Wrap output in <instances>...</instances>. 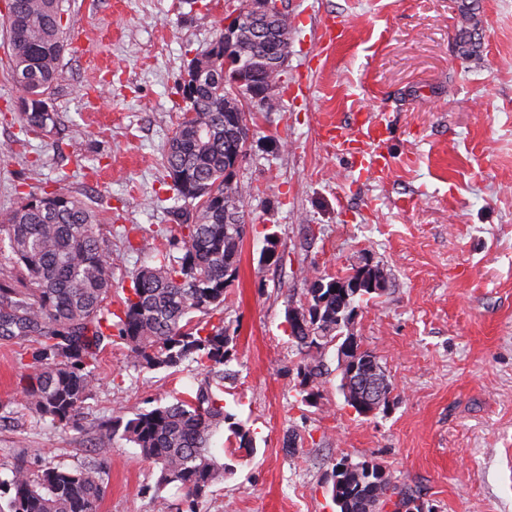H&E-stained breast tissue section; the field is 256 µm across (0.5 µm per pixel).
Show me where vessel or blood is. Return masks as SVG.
<instances>
[{"instance_id": "vessel-or-blood-1", "label": "vessel or blood", "mask_w": 512, "mask_h": 512, "mask_svg": "<svg viewBox=\"0 0 512 512\" xmlns=\"http://www.w3.org/2000/svg\"><path fill=\"white\" fill-rule=\"evenodd\" d=\"M388 133L385 120L368 112L353 115L351 126L327 124L321 126L320 134L337 154L353 160L359 172L370 171L382 174L390 168V158L383 149Z\"/></svg>"}]
</instances>
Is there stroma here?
I'll use <instances>...</instances> for the list:
<instances>
[{
	"label": "stroma",
	"mask_w": 512,
	"mask_h": 512,
	"mask_svg": "<svg viewBox=\"0 0 512 512\" xmlns=\"http://www.w3.org/2000/svg\"><path fill=\"white\" fill-rule=\"evenodd\" d=\"M76 24L49 99L62 148L22 137L23 93L0 32V213L16 190L68 193L94 209L119 300L141 265L180 228L161 148L186 103L187 66L215 41L228 0H68ZM292 25L285 87L254 109L237 169L254 192L237 280L224 299L233 336L223 404L249 429L253 454L212 446L230 471L196 512H337L340 458L386 467L403 494L432 512H512V0H283ZM471 13V41L460 35ZM346 28L320 50L321 27ZM372 112L389 124L385 177L359 176L323 142L322 114L351 124ZM372 262L388 282L351 324L397 394L390 409L357 415L327 346L297 403L301 356L288 335L312 270L338 277ZM0 340V461L91 466L93 427L117 428L99 512H165L181 493L152 488L157 470L121 434L140 410L197 388L191 367L133 366L124 343L103 346L99 383L80 428L40 419L26 404ZM301 436L294 453L286 435Z\"/></svg>",
	"instance_id": "stroma-1"
}]
</instances>
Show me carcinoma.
I'll return each mask as SVG.
<instances>
[{
	"mask_svg": "<svg viewBox=\"0 0 512 512\" xmlns=\"http://www.w3.org/2000/svg\"><path fill=\"white\" fill-rule=\"evenodd\" d=\"M65 0H5L9 25V66L26 98L21 131L64 140L58 112L48 94L59 78L66 50L65 31L75 25ZM292 29L288 15H272L256 29L240 26L235 57L224 69V34L188 65L182 94L187 103L162 160L176 200L182 237L155 266L138 268L126 296L115 310L106 304L112 293L109 260L101 247L95 212L78 198L61 193L30 192L0 214V234L7 237L13 268L0 269V340L23 346L17 361L26 370V394L33 410L74 427L97 381L100 345L112 338L125 343L133 363L152 369H176L188 362L204 372L195 393L170 405L143 410L129 419L123 436L144 459L159 467L155 491L175 483L183 492L177 512H196L197 501L227 466L212 451L218 428L229 423L227 442L254 451L249 430L224 411V380L231 376L233 337L224 328V297L238 277L245 233L244 204L252 187L237 179L232 157L248 138V105L253 99L233 85L241 67L262 68L268 93L258 105L272 107L282 72L267 57L264 40H277V51L289 53ZM382 268L358 267L345 277L315 271L306 279L300 309L318 311L307 331L290 337L303 355L296 402L314 404L307 389L321 375L327 345H344L356 304L373 294L351 283ZM365 375L394 391L374 354L363 352ZM116 428L98 425L93 452L108 458L105 442ZM8 479L0 478V512H99L105 494L102 471L92 467L16 463ZM379 464H353L342 458L332 470V500L338 512H360L361 499L383 504L396 493L392 476Z\"/></svg>",
	"mask_w": 512,
	"mask_h": 512,
	"instance_id": "obj_1",
	"label": "carcinoma"
}]
</instances>
